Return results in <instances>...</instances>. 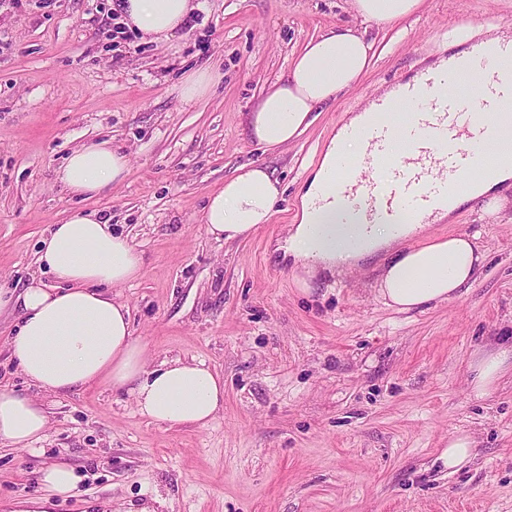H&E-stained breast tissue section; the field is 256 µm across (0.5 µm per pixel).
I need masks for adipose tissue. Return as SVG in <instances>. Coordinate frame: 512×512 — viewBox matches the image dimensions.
I'll use <instances>...</instances> for the list:
<instances>
[{
	"label": "adipose tissue",
	"instance_id": "1",
	"mask_svg": "<svg viewBox=\"0 0 512 512\" xmlns=\"http://www.w3.org/2000/svg\"><path fill=\"white\" fill-rule=\"evenodd\" d=\"M422 0H351L357 18L393 23L413 15ZM201 0H121L118 11L142 42L166 43L186 28ZM366 32L340 26L309 41L247 118L249 137L276 151L299 137L317 111L354 86L370 64ZM375 118L357 112L326 144L320 162L299 197L296 222L278 250L302 271L301 286L320 272L344 273L363 258L389 254L376 293L383 303L407 312L451 300L470 285L484 258L475 234L431 239L427 225L342 224L335 213L313 201L337 156L361 152L354 130ZM128 157L110 141L76 148L58 169L69 192L90 197L120 182ZM512 181V157L484 172L452 202V209L485 198V210L502 207L501 187ZM280 196L278 183L264 169L243 165L222 188L209 195L203 222L214 239L234 241L268 223ZM40 273L21 291L0 289V311L18 312L8 348L22 376L39 389L66 395L92 385L127 389L138 412L178 426L204 427L224 405V382L204 362L170 358L150 364L134 338L128 308L115 302L111 288L138 280L143 255L128 235L108 220L77 211L54 224L37 252ZM512 369V346L473 363L472 393L484 397ZM48 416L35 399L0 389V441L16 446L40 439Z\"/></svg>",
	"mask_w": 512,
	"mask_h": 512
}]
</instances>
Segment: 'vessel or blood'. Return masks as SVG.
<instances>
[{
	"label": "vessel or blood",
	"mask_w": 512,
	"mask_h": 512,
	"mask_svg": "<svg viewBox=\"0 0 512 512\" xmlns=\"http://www.w3.org/2000/svg\"><path fill=\"white\" fill-rule=\"evenodd\" d=\"M508 65L494 73L476 100L454 89L430 96L431 81L403 86L398 97L378 102L384 112L410 108L399 123L371 124L358 135L361 154L338 158L321 204L343 216L362 215L365 223L429 220L449 204L458 188L476 177L487 151L501 144L487 112L512 105V49L502 50Z\"/></svg>",
	"instance_id": "vessel-or-blood-1"
}]
</instances>
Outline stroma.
I'll list each match as a JSON object with an SVG mask.
<instances>
[{"instance_id": "35a3bbf8", "label": "stroma", "mask_w": 512, "mask_h": 512, "mask_svg": "<svg viewBox=\"0 0 512 512\" xmlns=\"http://www.w3.org/2000/svg\"><path fill=\"white\" fill-rule=\"evenodd\" d=\"M350 0H204L173 43L141 42L112 0H0V286L23 287L50 225L94 210L145 258L113 289L150 360L201 359L224 381L207 426L140 415L128 393L92 386L52 395L7 349L15 313H0V386L48 413L34 449L0 442V500L44 495L57 461L81 475L53 512H512V372L483 398L469 391L478 355L512 341V187L494 215L482 201L432 224L444 239L479 233L487 259L457 298L399 312L375 292L384 255L309 290L273 249L348 113L448 56L471 34L512 29V0H424L397 25L372 23V63L314 113L281 151L246 132L261 92L311 38L354 22ZM224 78L193 105L175 87L201 68ZM111 140L128 173L91 199L55 179L83 143ZM283 193L269 223L243 241L214 240L209 195L246 163ZM475 455L456 470L448 439ZM474 448V441L471 437L460 434L454 435L448 439L447 466L448 469H454L467 461Z\"/></svg>"}]
</instances>
